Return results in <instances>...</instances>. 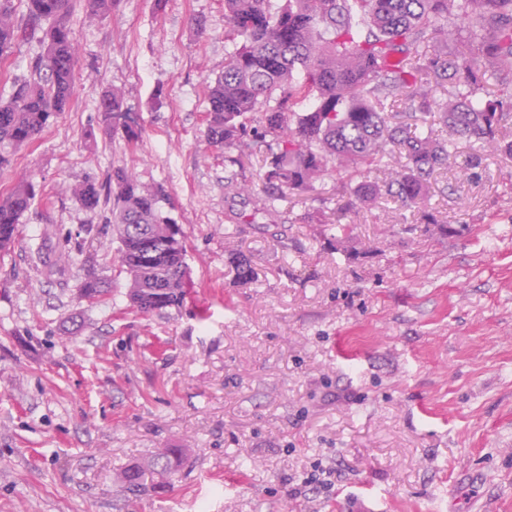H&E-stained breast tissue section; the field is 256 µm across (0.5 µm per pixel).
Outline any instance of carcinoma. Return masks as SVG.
<instances>
[{"label":"carcinoma","instance_id":"1","mask_svg":"<svg viewBox=\"0 0 512 512\" xmlns=\"http://www.w3.org/2000/svg\"><path fill=\"white\" fill-rule=\"evenodd\" d=\"M69 4L26 0L22 27L14 20V0H0L1 65L29 34L42 32L44 43L30 74L13 77L9 98L0 101V168L70 103L77 61L66 24ZM224 18V39L237 47L209 87L207 140L222 149L254 129L272 137L266 191L255 198L253 211L270 217L282 234L290 218L277 202L309 194L326 205L318 185L327 174L336 175L338 190L348 196L334 224L340 242L354 230V221L342 218L363 204L385 198L424 203L433 173L448 162L457 140L512 154V140L504 137L512 124V0H224ZM462 30L468 37L455 51L434 48ZM448 83L451 99H435L433 90ZM396 102L412 122L390 120ZM434 106L441 135L425 121ZM98 112L105 129L138 141L140 117L120 91L103 93ZM372 173L383 179L371 180ZM34 196L27 178L0 194L1 252L14 244ZM75 196L91 213L112 202L131 305L144 314L182 305L190 289L187 248L181 229L161 211L162 191L144 189L119 167L102 184H80ZM229 264L241 281L255 280L248 259L232 255ZM106 292L87 271L79 296L94 303ZM179 463L175 449L163 448L127 467L120 486L140 497L168 483Z\"/></svg>","mask_w":512,"mask_h":512}]
</instances>
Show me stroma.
Returning a JSON list of instances; mask_svg holds the SVG:
<instances>
[{
	"label": "stroma",
	"instance_id": "35a3bbf8",
	"mask_svg": "<svg viewBox=\"0 0 512 512\" xmlns=\"http://www.w3.org/2000/svg\"><path fill=\"white\" fill-rule=\"evenodd\" d=\"M67 22L69 106L0 171V192L36 185L0 253V512H334L361 493L373 512H512V155L459 140L431 178L437 223L375 204L335 246L299 220L316 201L289 196L280 237L224 192L237 158L262 191L265 143L206 140L224 0H114L105 17L72 0ZM108 88L140 114L138 144L103 130ZM116 167L162 188L186 237L180 307L131 309L111 225L72 194ZM235 223L253 284L226 262ZM90 268L108 285L94 304ZM160 448L183 451L170 485L125 496L117 474ZM317 464L334 490L296 493ZM107 288H104L103 281L96 276L92 270H87L84 280L80 288H78L79 296L90 303L98 301L104 294Z\"/></svg>",
	"mask_w": 512,
	"mask_h": 512
}]
</instances>
